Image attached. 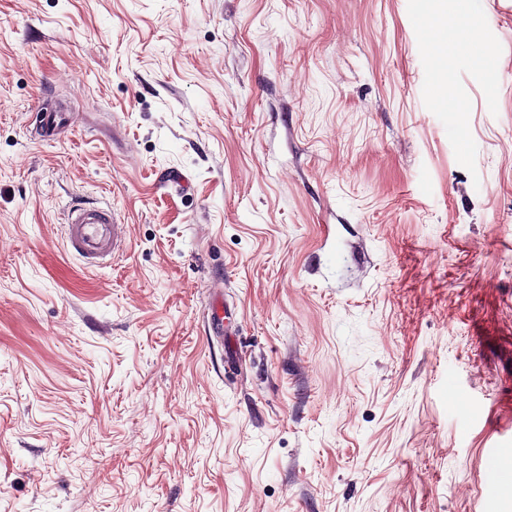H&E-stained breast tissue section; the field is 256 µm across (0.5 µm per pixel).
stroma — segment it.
I'll return each instance as SVG.
<instances>
[{"label":"stroma","mask_w":512,"mask_h":512,"mask_svg":"<svg viewBox=\"0 0 512 512\" xmlns=\"http://www.w3.org/2000/svg\"><path fill=\"white\" fill-rule=\"evenodd\" d=\"M447 2L493 77L430 0H0V512H505L512 0ZM442 15L445 14V7L443 4L440 6ZM465 43L471 46L476 63L483 67L488 74L493 71L492 60L489 53L481 47V40L479 33L475 30L467 29L459 23L448 25V6L446 7V14L442 20V35L438 42V49L441 52L447 53L448 49L457 44ZM37 119L39 118V133L35 134L38 138L43 140L54 139L57 132L66 128L67 123L66 112H36ZM65 224L67 247L89 267L111 261L125 240L126 225L112 207L71 206Z\"/></svg>","instance_id":"35a3bbf8"}]
</instances>
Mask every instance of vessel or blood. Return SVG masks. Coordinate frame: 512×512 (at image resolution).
<instances>
[{"mask_svg": "<svg viewBox=\"0 0 512 512\" xmlns=\"http://www.w3.org/2000/svg\"><path fill=\"white\" fill-rule=\"evenodd\" d=\"M66 126V113H40L38 136L43 140L54 139ZM66 226L68 247L90 267L111 261L120 251L126 235L124 224L109 207L72 206L67 212Z\"/></svg>", "mask_w": 512, "mask_h": 512, "instance_id": "obj_1", "label": "vessel or blood"}]
</instances>
